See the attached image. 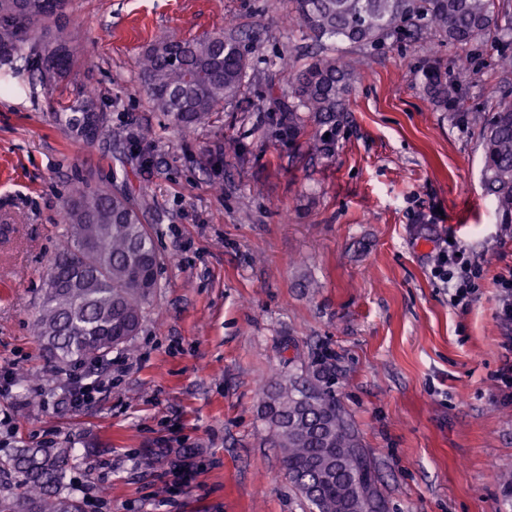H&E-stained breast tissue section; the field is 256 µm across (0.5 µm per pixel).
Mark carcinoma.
Wrapping results in <instances>:
<instances>
[{
	"instance_id": "1",
	"label": "carcinoma",
	"mask_w": 512,
	"mask_h": 512,
	"mask_svg": "<svg viewBox=\"0 0 512 512\" xmlns=\"http://www.w3.org/2000/svg\"><path fill=\"white\" fill-rule=\"evenodd\" d=\"M42 0H0V56H37L42 80L67 75L76 63L73 30L56 25L52 43L33 40L48 21ZM296 27L317 42L377 46L416 26L450 45L480 42L496 47L503 29L512 32V0H294ZM253 66L238 34L219 31L200 38L172 34L149 48L140 62L143 88L153 107L189 127L226 100L236 98ZM289 92L288 132L305 115L344 111L350 93V62L324 48L299 67L285 66ZM424 90L443 108L461 107L456 78L439 66L426 71ZM88 106L58 114L71 129ZM482 136V186L494 197L502 224H512V103L491 113L471 112ZM130 197L106 189L73 186L64 206L67 240L47 274L34 334L58 363L96 364L122 346L133 348L147 306L158 288L162 258L150 227L128 218ZM264 420L281 449L291 483L313 512H379L370 462L354 430L336 406L332 380L309 366L275 383ZM67 448H16L0 456V512H85L66 481Z\"/></svg>"
}]
</instances>
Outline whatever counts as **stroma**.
Instances as JSON below:
<instances>
[{
	"label": "stroma",
	"instance_id": "obj_1",
	"mask_svg": "<svg viewBox=\"0 0 512 512\" xmlns=\"http://www.w3.org/2000/svg\"><path fill=\"white\" fill-rule=\"evenodd\" d=\"M249 35L255 77L183 133L154 110L145 51L171 33ZM292 0H70L78 61L45 83L27 56L0 65V455L70 447L73 488L108 512H310L262 417L281 377L319 362L371 463L384 512H512V322L493 277L512 270L480 131L466 118L512 101V37L465 47L401 33L341 44L354 68L345 109L289 134L277 61L315 43ZM462 109L423 89L454 68ZM106 113L90 143L58 124L68 106ZM122 191L164 262L135 352L95 375L111 393L75 408L31 332L74 184ZM482 274L465 303L430 273L436 240ZM192 470L183 480V470Z\"/></svg>",
	"mask_w": 512,
	"mask_h": 512
}]
</instances>
